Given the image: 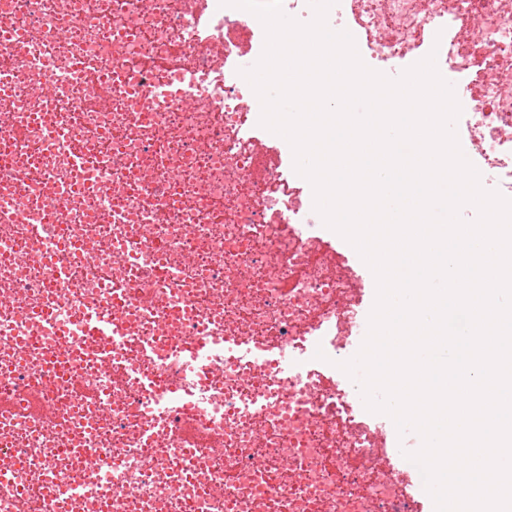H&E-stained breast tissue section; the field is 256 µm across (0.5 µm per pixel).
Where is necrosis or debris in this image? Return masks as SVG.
Listing matches in <instances>:
<instances>
[{"instance_id":"1","label":"necrosis or debris","mask_w":512,"mask_h":512,"mask_svg":"<svg viewBox=\"0 0 512 512\" xmlns=\"http://www.w3.org/2000/svg\"><path fill=\"white\" fill-rule=\"evenodd\" d=\"M338 20L383 74L435 54L463 154L512 199V0H336ZM264 42L219 0H0V512H419L336 373L364 284L309 235L307 181L259 124L239 69ZM48 72L61 81L44 95ZM178 73L195 102L143 114ZM48 305L78 325L106 312L118 355L87 334L61 345L36 317ZM204 330L285 349L294 371L219 354L200 378L139 353ZM132 360L192 409L157 417ZM188 423L199 442L177 462ZM51 482L86 491L52 499Z\"/></svg>"}]
</instances>
